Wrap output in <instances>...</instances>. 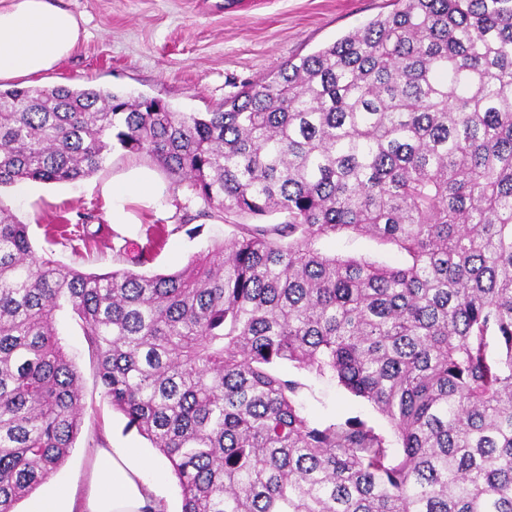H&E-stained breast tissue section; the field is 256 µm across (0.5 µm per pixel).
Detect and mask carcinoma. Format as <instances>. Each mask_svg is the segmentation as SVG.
<instances>
[{
  "mask_svg": "<svg viewBox=\"0 0 512 512\" xmlns=\"http://www.w3.org/2000/svg\"><path fill=\"white\" fill-rule=\"evenodd\" d=\"M146 156L237 224L184 269L35 256L0 201V512L64 465L82 377L165 456L182 512H512V0H393L208 112L101 89L0 90V187ZM365 235L403 263L329 253ZM375 407L315 424L284 367Z\"/></svg>",
  "mask_w": 512,
  "mask_h": 512,
  "instance_id": "1",
  "label": "carcinoma"
}]
</instances>
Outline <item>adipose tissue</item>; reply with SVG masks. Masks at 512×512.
I'll list each match as a JSON object with an SVG mask.
<instances>
[{
	"label": "adipose tissue",
	"instance_id": "ef3b65f1",
	"mask_svg": "<svg viewBox=\"0 0 512 512\" xmlns=\"http://www.w3.org/2000/svg\"><path fill=\"white\" fill-rule=\"evenodd\" d=\"M79 20L56 0H0V84L55 69L78 45ZM166 187L149 167L133 164L107 181L101 193L111 224L137 223L131 203L155 211ZM156 462L135 448H101L78 512H174L145 474Z\"/></svg>",
	"mask_w": 512,
	"mask_h": 512
}]
</instances>
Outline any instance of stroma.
Wrapping results in <instances>:
<instances>
[{
    "label": "stroma",
    "instance_id": "35a3bbf8",
    "mask_svg": "<svg viewBox=\"0 0 512 512\" xmlns=\"http://www.w3.org/2000/svg\"><path fill=\"white\" fill-rule=\"evenodd\" d=\"M81 21L84 35L58 67L29 79L32 87L110 89L162 99L178 112H206L245 85L275 76L289 59L311 54L388 12V0H60ZM147 157L111 154L94 175L70 184H43L37 195L17 198L14 188L0 189V201L30 227L37 254L84 272L105 273L117 265L116 247L135 257L147 246L145 224H110L100 188L131 163ZM87 221L96 243L48 244L44 228L61 220ZM232 226L206 221L199 233L180 229L152 249L142 272L172 273L195 256L231 238ZM330 252L399 264L400 254L366 236L332 239ZM58 326L83 381V426L66 464L55 476L72 493L82 494L95 470L96 450L148 448L136 431L126 430L124 415L104 397L81 328L69 314ZM303 388L300 402L316 423L357 417L383 434L387 419L368 402L330 377L289 368Z\"/></svg>",
    "mask_w": 512,
    "mask_h": 512
}]
</instances>
